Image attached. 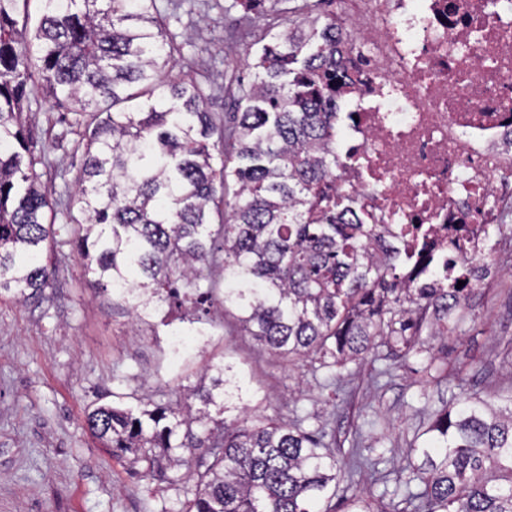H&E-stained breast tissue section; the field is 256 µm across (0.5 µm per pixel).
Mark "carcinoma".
Listing matches in <instances>:
<instances>
[{
	"label": "carcinoma",
	"mask_w": 512,
	"mask_h": 512,
	"mask_svg": "<svg viewBox=\"0 0 512 512\" xmlns=\"http://www.w3.org/2000/svg\"><path fill=\"white\" fill-rule=\"evenodd\" d=\"M28 2L0 0V294L38 301L53 275L43 255L59 233L56 202L22 121L36 70L83 128L75 202L87 223L71 227L70 243L94 292L127 304L135 321L165 299H190L219 268L241 335L290 361L330 369L378 341L408 354L430 309L431 335L457 329L467 289L404 283L398 253L372 255L366 226L343 221L355 196L336 193V13L293 19L249 47L255 78L238 84L235 123L218 128L196 77L173 73L178 46L157 0H39L32 31L15 18ZM217 145L234 166L213 165ZM231 358L208 367L210 386L188 390L202 403L195 412L178 401L131 408L114 392L88 412V428L112 454L146 462L147 476L165 460L192 471L188 512H329L317 505L336 496V451L302 418L248 425L245 375ZM425 433L412 448L421 464L396 475L404 507L393 512H512V409L450 402ZM379 464L355 448L348 477L385 482ZM348 512L388 510L356 495Z\"/></svg>",
	"instance_id": "cac0c4a2"
}]
</instances>
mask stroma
Instances as JSON below:
<instances>
[{
	"label": "stroma",
	"instance_id": "35a3bbf8",
	"mask_svg": "<svg viewBox=\"0 0 512 512\" xmlns=\"http://www.w3.org/2000/svg\"><path fill=\"white\" fill-rule=\"evenodd\" d=\"M252 16L234 0H184L165 15L170 31L184 34L177 68L210 72L208 109L216 122L232 121L229 89L247 75L242 56L261 36ZM23 117L30 130L35 169L59 207V224L85 216L73 201L84 153L69 114L52 108L38 83H29ZM493 262L502 271L472 289L456 310L461 324L440 339L421 334L416 351L380 345L363 359L327 370L305 361L288 364L258 351L241 335L234 308L208 295V337L194 339L187 365L168 364V332L182 327L187 305L167 301L161 326L132 329L124 306L95 294L67 234L44 260L56 269L45 297L22 303L0 296V512H186L192 481L184 469L145 476V462L113 455L86 425L87 413L128 394L131 403L176 401L195 386L203 367L232 350L258 392L259 414L289 422L305 416L306 430L349 456H383L394 473L414 460L409 448L448 401L484 399L512 405V240L493 236Z\"/></svg>",
	"mask_w": 512,
	"mask_h": 512
}]
</instances>
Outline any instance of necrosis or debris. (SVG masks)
<instances>
[{
	"label": "necrosis or debris",
	"mask_w": 512,
	"mask_h": 512,
	"mask_svg": "<svg viewBox=\"0 0 512 512\" xmlns=\"http://www.w3.org/2000/svg\"><path fill=\"white\" fill-rule=\"evenodd\" d=\"M336 42L353 119L336 145L355 220L402 274L472 288L497 274L512 207V0H359Z\"/></svg>",
	"instance_id": "obj_1"
}]
</instances>
